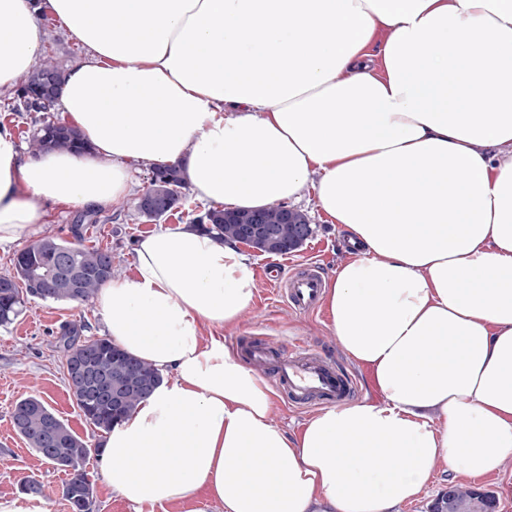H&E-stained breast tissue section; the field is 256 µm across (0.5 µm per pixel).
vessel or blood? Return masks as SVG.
<instances>
[{
    "label": "vessel or blood",
    "mask_w": 512,
    "mask_h": 512,
    "mask_svg": "<svg viewBox=\"0 0 512 512\" xmlns=\"http://www.w3.org/2000/svg\"><path fill=\"white\" fill-rule=\"evenodd\" d=\"M273 285L291 309L309 312L321 302L324 280L316 266L285 275L271 270ZM251 363L271 372L276 388L289 404L302 406L318 397L328 402H342L357 392L355 379L326 355L303 345L282 349L257 346L250 350Z\"/></svg>",
    "instance_id": "1"
}]
</instances>
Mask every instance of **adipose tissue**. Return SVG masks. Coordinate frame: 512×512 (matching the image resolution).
Returning a JSON list of instances; mask_svg holds the SVG:
<instances>
[{
    "label": "adipose tissue",
    "instance_id": "1",
    "mask_svg": "<svg viewBox=\"0 0 512 512\" xmlns=\"http://www.w3.org/2000/svg\"><path fill=\"white\" fill-rule=\"evenodd\" d=\"M44 11L81 48L57 107L92 151L27 158L0 127L1 252L47 203H118L141 163L230 208L314 192L364 247L323 300L382 399L291 436L209 333L253 300L247 255L187 223L141 238L94 303L166 378L106 435L112 492L134 512L199 493L218 512H398L437 469L512 461V0H0V89L37 64Z\"/></svg>",
    "mask_w": 512,
    "mask_h": 512
}]
</instances>
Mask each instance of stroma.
<instances>
[{
	"mask_svg": "<svg viewBox=\"0 0 512 512\" xmlns=\"http://www.w3.org/2000/svg\"><path fill=\"white\" fill-rule=\"evenodd\" d=\"M40 24L42 59L68 69L79 57L80 48L65 36L54 17L41 18ZM148 171V165H138L131 194L117 204L103 207L101 213L108 216V223L94 225L86 235L87 245L111 249L113 274L117 277L133 274L137 243L156 228L155 223L143 222L135 212V199L146 185ZM293 207L306 214L314 228L313 236L288 255L274 257L250 251L249 268L257 289L243 321L235 328L224 330V343L238 355L256 343L285 346L293 340L301 341L309 348L337 358L344 368L358 374V399L379 400L369 369L344 355L331 335L326 310L304 314L289 309L284 298L275 295L273 286L261 274L266 265L276 264L290 271L314 263L328 278L338 264L350 257L345 248V233L319 209L314 195L304 196ZM73 324L86 325L89 336L97 338L103 334L101 317L91 302H46L29 298L12 324L0 326V497L16 496L22 481L35 480L54 490L45 500L47 512H70L68 502L60 493L66 479L64 472L45 462L12 427L10 414L15 403L35 396L43 399L92 448L85 470L95 490L93 512H133L127 502L107 487L98 453L104 433L85 420L64 381L57 340L63 327Z\"/></svg>",
	"mask_w": 512,
	"mask_h": 512,
	"instance_id": "35a3bbf8",
	"label": "stroma"
}]
</instances>
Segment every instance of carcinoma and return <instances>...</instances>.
Listing matches in <instances>:
<instances>
[{
    "label": "carcinoma",
    "mask_w": 512,
    "mask_h": 512,
    "mask_svg": "<svg viewBox=\"0 0 512 512\" xmlns=\"http://www.w3.org/2000/svg\"><path fill=\"white\" fill-rule=\"evenodd\" d=\"M50 76L59 82L63 80V72L51 62L29 73L15 90L11 111L27 115L35 123L29 140L33 154L52 151L85 153L88 145L81 133L52 120L50 116L56 110V101L43 91L45 80ZM184 186L185 177L180 168L157 165L150 168L148 185L142 192L167 198L170 202L169 210L172 211L183 199ZM282 208L280 203L266 207L267 223L276 229L275 237L257 245L266 254L283 256L298 250V245L291 244V225L280 223ZM225 212V208L210 207L193 217L192 223L200 225L202 230L219 239L237 242L240 222L246 219L248 210H233L238 216V221L234 223L224 221ZM99 221L98 211L88 208L78 215L72 225L71 239L45 236L18 254L12 270L0 274V283L13 285L7 293L0 289V325L11 323L18 315L23 292L44 301L87 303L112 278V251L84 244V229ZM61 256L68 259L69 265L62 267L56 277L43 279L35 285L26 275L25 269L39 270ZM74 267L81 272L76 287L73 286ZM82 332L81 327H68L63 331L59 338V349L64 359L69 360L88 351L95 355V361L108 374L112 383L120 386L136 381L142 383V388L129 393L115 412L112 407L93 400L91 387L73 380L67 381V388L85 419L98 429L108 430L114 423L130 417L139 403L148 396V389L159 384L162 376L151 365L131 356L111 340L85 337ZM11 422L15 432L29 447L44 459L52 455L54 466L67 475L61 488L65 500L70 504L83 505L84 512H93L94 488L84 470L90 453L86 443L43 400L34 396L15 404ZM447 499L451 500L453 512H488V509L497 507L493 494L473 489L450 487L437 497L442 507Z\"/></svg>",
    "instance_id": "cac0c4a2"
}]
</instances>
